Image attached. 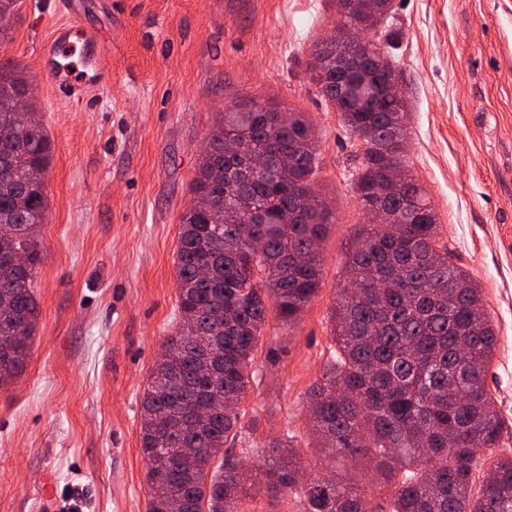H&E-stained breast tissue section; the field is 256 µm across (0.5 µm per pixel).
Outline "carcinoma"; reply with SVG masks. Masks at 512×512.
I'll list each match as a JSON object with an SVG mask.
<instances>
[{
    "mask_svg": "<svg viewBox=\"0 0 512 512\" xmlns=\"http://www.w3.org/2000/svg\"><path fill=\"white\" fill-rule=\"evenodd\" d=\"M369 28L388 19L392 0H371ZM320 41L309 72L364 142L352 188L361 206L384 196L395 220L361 224L346 245L330 313L332 355L309 393L311 438L331 457L373 458L367 481L331 471L301 485L290 441L271 448L272 497L296 490L304 512H376L361 484L394 485L391 512H512V456H496L503 420L487 387L497 335L482 290L439 242L438 217L421 183L404 171L409 102L387 93L397 77L384 46L353 43L351 14ZM24 68L0 62V386L24 368L40 309L33 282L37 231L47 212L51 140L26 112ZM227 137L240 150L224 149ZM319 144L301 112L234 104L217 114L180 217L176 267L181 329L167 340L141 400L140 441L149 512H238L240 462L224 448L242 433L239 404L254 376V351L268 303L288 325L319 289L320 242L333 213L314 186ZM233 210L235 224L220 221ZM22 253L26 264L13 261ZM227 404L213 401L214 392ZM180 448L197 453L183 461ZM490 483L474 486L481 452Z\"/></svg>",
    "mask_w": 512,
    "mask_h": 512,
    "instance_id": "cac0c4a2",
    "label": "carcinoma"
}]
</instances>
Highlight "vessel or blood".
Wrapping results in <instances>:
<instances>
[{"label":"vessel or blood","mask_w":512,"mask_h":512,"mask_svg":"<svg viewBox=\"0 0 512 512\" xmlns=\"http://www.w3.org/2000/svg\"><path fill=\"white\" fill-rule=\"evenodd\" d=\"M44 60L50 79L65 96L86 86L104 83L109 77L96 50L95 38L76 19L56 30L45 50Z\"/></svg>","instance_id":"obj_1"}]
</instances>
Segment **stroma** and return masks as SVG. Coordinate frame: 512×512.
I'll use <instances>...</instances> for the list:
<instances>
[{
    "mask_svg": "<svg viewBox=\"0 0 512 512\" xmlns=\"http://www.w3.org/2000/svg\"><path fill=\"white\" fill-rule=\"evenodd\" d=\"M110 84L58 96L41 52L67 10L21 0L0 58L24 67L53 145L38 228L40 318L25 369L0 386V512H148L140 403L179 322V218L218 112L258 102L305 113L316 188L335 215L320 288L299 320L269 314L235 441L251 470L239 512H302L270 498V443L292 438L306 476V403L330 357L345 244L366 221L352 189L363 143L319 94L308 62L336 0H76ZM411 104L405 165L425 187L452 260L495 325L487 384L512 454V0H393L384 24Z\"/></svg>",
    "mask_w": 512,
    "mask_h": 512,
    "instance_id": "stroma-1",
    "label": "stroma"
}]
</instances>
